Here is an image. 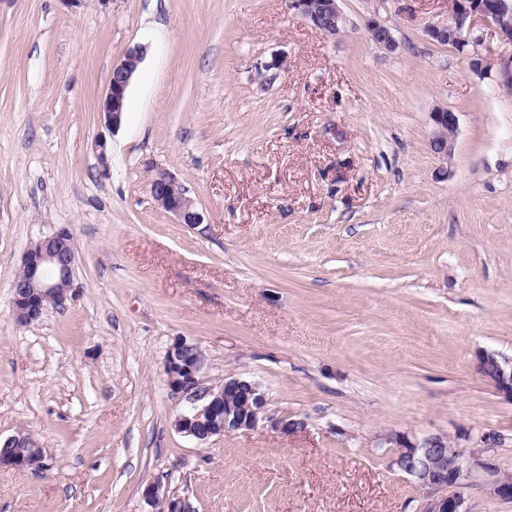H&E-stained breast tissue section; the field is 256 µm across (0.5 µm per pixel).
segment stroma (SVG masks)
<instances>
[{
	"mask_svg": "<svg viewBox=\"0 0 512 512\" xmlns=\"http://www.w3.org/2000/svg\"><path fill=\"white\" fill-rule=\"evenodd\" d=\"M339 6L328 37L289 0H0V435L48 463L0 470V512H152L151 483L195 512H424L391 433L493 431L512 469V402L476 369L512 357V91L428 38L450 0ZM137 44L110 133L99 104ZM154 166L205 232L154 205ZM62 225L71 297L18 324L22 257ZM178 336L206 383L253 380L305 428L178 433ZM368 32L370 39L380 48L389 52L398 48V42L388 26L373 20L368 24ZM432 121L431 148L435 154L442 158H448L452 150V135L457 128V116L455 112L439 107L430 112Z\"/></svg>",
	"mask_w": 512,
	"mask_h": 512,
	"instance_id": "obj_1",
	"label": "stroma"
}]
</instances>
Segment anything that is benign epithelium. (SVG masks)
Wrapping results in <instances>:
<instances>
[{
	"mask_svg": "<svg viewBox=\"0 0 512 512\" xmlns=\"http://www.w3.org/2000/svg\"><path fill=\"white\" fill-rule=\"evenodd\" d=\"M290 5L325 36L340 33L345 17L338 0H290ZM497 33L502 50L491 59L485 50V30ZM370 39L380 48L393 52L398 42L392 30L377 21L368 24ZM429 38L441 45L451 44L466 54L472 69L481 74L495 73L497 86L512 90V7L507 0H452L448 20L427 26ZM144 47L128 49L124 59L113 66L108 88L100 104L106 128L121 125L122 107L132 78L143 59ZM431 148L442 158L452 150V135L457 128L455 113L438 107L430 113ZM178 180L169 171L156 168L150 180L154 203L174 216L179 224L197 229L207 223L206 213L199 209L187 192L177 189ZM39 248L27 249L22 258L26 275L12 284V307L17 322L30 324L40 320L50 305L61 306L67 290L56 287L55 280L73 278L76 254L71 229L57 228L38 239ZM207 357L194 342L176 337L167 350L163 369L168 385L184 397L189 407L174 420L177 432L205 443L213 437L256 429L267 420V398L259 384L245 378L231 377L219 386L204 381ZM477 372L503 398L512 401V359L495 353L478 356ZM283 434L305 428L300 419L282 417L272 422ZM395 452L390 466L425 490V512H470L469 492L480 490L486 497L512 503V479L504 474L505 465L495 452L499 435H481L480 448H461L438 436L408 439L394 435L386 438ZM17 448L27 452L18 454ZM46 466L38 441L14 433L0 437V469L40 471ZM156 512H195L184 500L167 496L160 484L144 490Z\"/></svg>",
	"mask_w": 512,
	"mask_h": 512,
	"instance_id": "7a95c632",
	"label": "benign epithelium"
}]
</instances>
